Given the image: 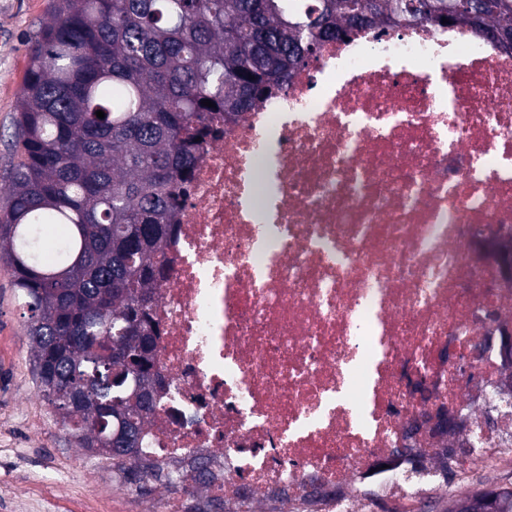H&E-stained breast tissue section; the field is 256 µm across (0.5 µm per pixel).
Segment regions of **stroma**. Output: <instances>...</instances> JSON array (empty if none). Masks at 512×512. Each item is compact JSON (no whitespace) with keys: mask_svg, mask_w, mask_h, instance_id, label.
I'll use <instances>...</instances> for the list:
<instances>
[{"mask_svg":"<svg viewBox=\"0 0 512 512\" xmlns=\"http://www.w3.org/2000/svg\"><path fill=\"white\" fill-rule=\"evenodd\" d=\"M50 0H0V190L17 162L14 118L31 45L48 19ZM512 488V466H473L447 488L428 489L435 512L451 497L490 486ZM112 479L109 461L76 448L56 421L32 374L25 320L5 265L0 264V512H155Z\"/></svg>","mask_w":512,"mask_h":512,"instance_id":"obj_1","label":"stroma"}]
</instances>
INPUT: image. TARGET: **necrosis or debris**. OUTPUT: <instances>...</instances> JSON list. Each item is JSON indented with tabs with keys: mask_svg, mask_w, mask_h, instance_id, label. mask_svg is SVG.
Instances as JSON below:
<instances>
[{
	"mask_svg": "<svg viewBox=\"0 0 512 512\" xmlns=\"http://www.w3.org/2000/svg\"><path fill=\"white\" fill-rule=\"evenodd\" d=\"M175 222L142 459L206 464L241 512H361L359 485L424 512L441 412L468 464L512 462L507 371L476 350L512 329L479 247L512 242V52L459 25L325 43L209 142Z\"/></svg>",
	"mask_w": 512,
	"mask_h": 512,
	"instance_id": "1",
	"label": "necrosis or debris"
}]
</instances>
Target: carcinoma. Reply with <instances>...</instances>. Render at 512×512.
<instances>
[{"label": "carcinoma", "mask_w": 512, "mask_h": 512, "mask_svg": "<svg viewBox=\"0 0 512 512\" xmlns=\"http://www.w3.org/2000/svg\"><path fill=\"white\" fill-rule=\"evenodd\" d=\"M453 2L52 0L14 120L21 158L0 208V262L26 318L31 364L55 370L51 383L35 377L38 388L76 447L111 459L122 486L148 496L194 480L141 465L138 452L162 383L150 302L214 124L283 90L324 42L379 22L445 18L512 34V0ZM116 344L139 354L143 393L110 378ZM214 506L235 512L219 498L191 512Z\"/></svg>", "instance_id": "1"}]
</instances>
